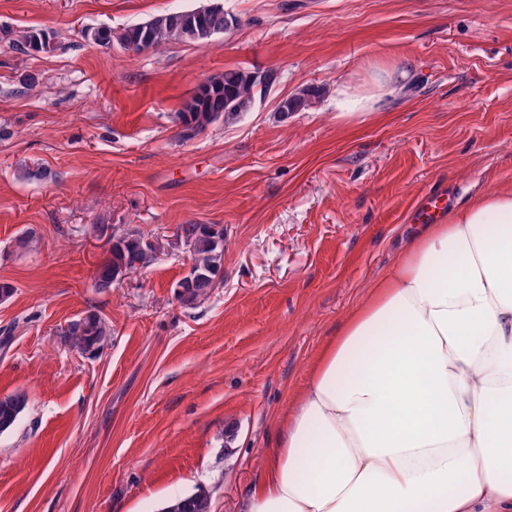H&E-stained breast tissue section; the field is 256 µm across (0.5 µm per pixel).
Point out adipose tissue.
Instances as JSON below:
<instances>
[{"instance_id": "1", "label": "adipose tissue", "mask_w": 512, "mask_h": 512, "mask_svg": "<svg viewBox=\"0 0 512 512\" xmlns=\"http://www.w3.org/2000/svg\"><path fill=\"white\" fill-rule=\"evenodd\" d=\"M245 512H512V185L427 225L347 315Z\"/></svg>"}]
</instances>
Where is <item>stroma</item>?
<instances>
[{
    "label": "stroma",
    "instance_id": "1",
    "mask_svg": "<svg viewBox=\"0 0 512 512\" xmlns=\"http://www.w3.org/2000/svg\"><path fill=\"white\" fill-rule=\"evenodd\" d=\"M211 0H0V512H241L324 341L389 275L422 200L512 183V0H223L211 41L131 53L91 32ZM48 49H19L25 31ZM274 70L241 118L178 113L227 68ZM381 76L377 117L339 89ZM310 105L284 114L283 99ZM224 227L223 282L189 308L168 249L107 289L112 235ZM26 246H18L22 234ZM107 329L83 352L63 330ZM63 335L72 346L84 351L98 349L106 336V329L101 318L89 312L83 317L71 321L64 330ZM23 394L0 397V432L10 429L26 406ZM164 512H210V500L205 492H197L173 500Z\"/></svg>",
    "mask_w": 512,
    "mask_h": 512
}]
</instances>
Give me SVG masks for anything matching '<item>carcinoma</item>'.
Instances as JSON below:
<instances>
[{
  "label": "carcinoma",
  "instance_id": "carcinoma-1",
  "mask_svg": "<svg viewBox=\"0 0 512 512\" xmlns=\"http://www.w3.org/2000/svg\"><path fill=\"white\" fill-rule=\"evenodd\" d=\"M211 30L224 28V13L209 7L194 10L170 11L148 21L125 26L126 36L136 38L147 35L141 51L155 50L171 40L201 42L200 27ZM212 101L208 102L194 93L179 112L181 131L179 137L193 139L190 131H203L219 120L232 121L252 109L257 83L251 80L249 71L229 68L207 78ZM185 245L189 248L190 271L177 282L176 294L186 306L193 307L207 299L222 279L224 263V229L213 224H180L171 247ZM161 245L134 234L112 236L110 256L100 265L96 281L100 288H109L123 276L146 268L155 261ZM63 335L72 346L84 351L99 348L106 336L101 318L92 312L71 321ZM26 406V397L12 394L0 397V432L10 429ZM166 512H210V500L206 493L197 492L172 501Z\"/></svg>",
  "mask_w": 512,
  "mask_h": 512
}]
</instances>
